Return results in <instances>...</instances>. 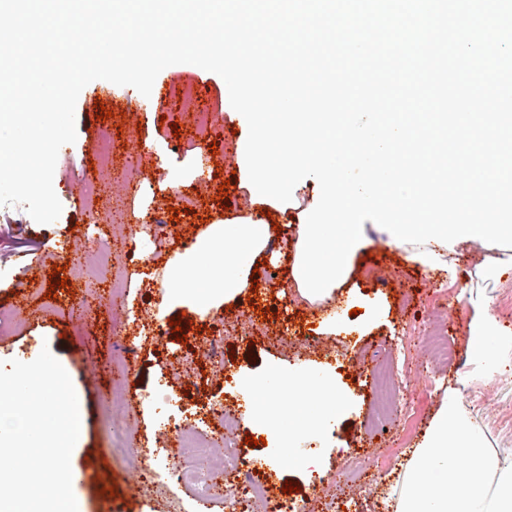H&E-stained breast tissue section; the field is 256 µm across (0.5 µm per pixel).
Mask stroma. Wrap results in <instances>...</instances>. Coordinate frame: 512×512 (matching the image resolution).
Listing matches in <instances>:
<instances>
[{"instance_id":"stroma-1","label":"stroma","mask_w":512,"mask_h":512,"mask_svg":"<svg viewBox=\"0 0 512 512\" xmlns=\"http://www.w3.org/2000/svg\"><path fill=\"white\" fill-rule=\"evenodd\" d=\"M190 79L205 90L221 111L225 137L217 141L220 171L207 175L195 145L175 138L174 130L189 133L190 115L175 111L155 97H142L130 86L119 95L146 100L145 111L129 112L120 123L127 133L152 144L149 157L116 139L110 187L104 188L95 208L83 207L78 195L97 150L96 108L88 99L93 85L80 92L75 107L76 140L58 155L53 186L62 204L60 217L49 224L35 222L24 207H0V363L30 362L49 349L69 374L79 400L80 435L71 456L72 470L91 469L84 482L73 484L82 512H193L189 493L174 481L179 464L176 440L154 438L163 419L154 399L165 386L174 399V415L196 412L200 430L218 434L223 415L243 412L245 382L260 383L264 408L284 413L289 383H309V399L324 398L325 382L340 391L339 415H328L315 432L289 434L287 422L245 423L240 436L260 438L248 454L265 459L280 472L281 481H295L299 495L335 498L344 512H395L389 498L396 475L379 476L376 459L395 448L397 468H405L422 444L448 387L458 386L470 372L471 296H482L491 312L512 309V270L477 277L493 255L490 244L469 240L457 245L448 260L449 272H425L405 259L402 248L388 245L380 225L410 221L427 224L432 216H405L398 208L364 215L365 245L353 258L346 284L327 301L302 299L291 281L293 253L287 240L297 237V225L309 223L320 197L316 179L306 178L283 203L257 193L248 178L245 145L248 124L225 95L223 79L191 64L165 68L157 83ZM140 172L128 181L129 169ZM227 185V202L217 201L220 185ZM195 198L194 213L181 215L162 232L152 221L159 211L179 206L180 195ZM271 213L280 225L270 232L261 256L265 266L256 274L261 303L272 311L263 318L251 309L246 296L230 301L209 299L195 303L173 295L164 274L173 261L191 250L211 225L246 221ZM71 241L67 253L55 244ZM107 247L120 259L125 290L112 294V267L103 265L93 279L80 278L89 251ZM45 259L38 276H29L28 253ZM65 267L67 288L50 289L53 265ZM54 298H47V291ZM175 318L192 338L208 328L212 339L231 347L232 355L197 357L192 345L174 338L160 341L156 325ZM440 320L448 340L460 356L458 365L436 368L417 344V336L431 320ZM128 355L126 367H115L112 356ZM393 361L410 382L395 417L411 411L404 428H371L375 400L370 374ZM470 400L461 411L484 430L491 449L512 448V371L491 382L472 381ZM138 450L141 469H134L127 452ZM358 456L366 475L345 481V454ZM113 495H106V488Z\"/></svg>"}]
</instances>
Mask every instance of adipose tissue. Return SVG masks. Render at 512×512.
<instances>
[{
  "label": "adipose tissue",
  "instance_id": "adipose-tissue-1",
  "mask_svg": "<svg viewBox=\"0 0 512 512\" xmlns=\"http://www.w3.org/2000/svg\"><path fill=\"white\" fill-rule=\"evenodd\" d=\"M294 121L304 128L311 167L325 179L324 195L312 223L299 227V252L291 268L292 279L304 297L321 300L339 288L363 241L364 227L358 219L379 211V189L387 183L393 184L391 198L404 212L411 214L431 205L452 216L448 224L387 225L391 244L405 247L409 262L439 271L445 269V256L458 242L482 238L502 246L494 264L512 267V250L502 245L503 240L512 239V204L498 201L502 190L512 191V177L493 174L495 168L512 165V155L501 154L494 165L475 168L459 195L438 193L427 200L413 182L398 179L396 171L384 167L373 169L360 187H351L350 172L359 161L334 149L324 118L298 112ZM342 137L369 141L383 155L397 152L416 135L409 126L350 125L343 129ZM267 237L268 226L259 218L212 225L210 233L197 240L191 258L171 266L167 279L175 283L179 296L234 299L251 287L250 264ZM214 252L221 260L214 265L208 283H201L191 272L193 258ZM470 353L488 381L500 373L502 360L512 356V336L498 333L483 303L473 307ZM395 510L512 512V457L488 451L483 431L460 413L455 392L445 396L424 442L411 457L398 486Z\"/></svg>",
  "mask_w": 512,
  "mask_h": 512
}]
</instances>
